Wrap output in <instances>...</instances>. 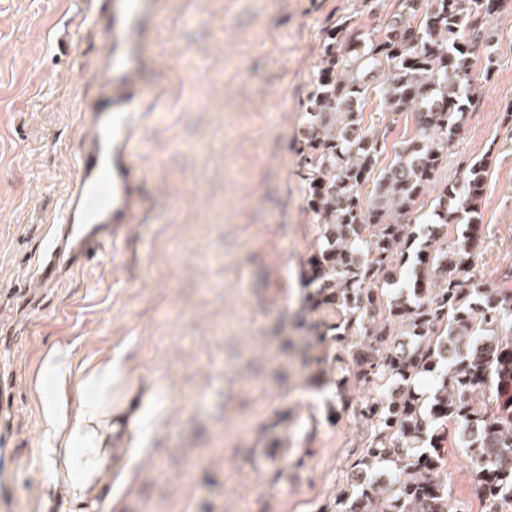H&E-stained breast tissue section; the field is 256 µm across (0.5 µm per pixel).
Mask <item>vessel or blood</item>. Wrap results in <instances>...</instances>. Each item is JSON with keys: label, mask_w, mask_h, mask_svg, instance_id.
Here are the masks:
<instances>
[{"label": "vessel or blood", "mask_w": 512, "mask_h": 512, "mask_svg": "<svg viewBox=\"0 0 512 512\" xmlns=\"http://www.w3.org/2000/svg\"><path fill=\"white\" fill-rule=\"evenodd\" d=\"M81 2L82 28L102 33L104 41L96 92L80 106L73 176L37 256V279L52 286L106 256L125 225L141 222L146 206L135 127L156 101L145 92L141 69L148 24L159 14L152 0Z\"/></svg>", "instance_id": "b4317fda"}]
</instances>
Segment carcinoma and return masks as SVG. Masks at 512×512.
<instances>
[{
    "label": "carcinoma",
    "instance_id": "cac0c4a2",
    "mask_svg": "<svg viewBox=\"0 0 512 512\" xmlns=\"http://www.w3.org/2000/svg\"><path fill=\"white\" fill-rule=\"evenodd\" d=\"M373 32L336 24L306 106L302 144L317 245L302 272L311 360L336 374L326 420L350 411L368 432L349 477L321 512H463L442 443L468 459L487 512L512 509V291L477 273L486 165L441 172L479 96L473 70L487 19L507 0H393ZM370 93L412 112L416 133L380 165L385 142L364 127ZM372 186L370 195L363 189ZM432 223L410 214L429 188ZM469 224L453 241L459 213ZM431 380L428 391L420 389ZM369 395L353 404L350 384Z\"/></svg>",
    "mask_w": 512,
    "mask_h": 512
}]
</instances>
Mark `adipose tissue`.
Here are the masks:
<instances>
[{
  "mask_svg": "<svg viewBox=\"0 0 512 512\" xmlns=\"http://www.w3.org/2000/svg\"><path fill=\"white\" fill-rule=\"evenodd\" d=\"M120 364L108 351L80 358L68 343L41 354L31 387L39 413L36 453L48 465L43 498L58 512H96L111 483L135 478L119 468L128 446L115 434L133 433L142 413L112 401Z\"/></svg>",
  "mask_w": 512,
  "mask_h": 512,
  "instance_id": "obj_1",
  "label": "adipose tissue"
}]
</instances>
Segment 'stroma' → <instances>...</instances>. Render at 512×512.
Listing matches in <instances>:
<instances>
[{
	"label": "stroma",
	"instance_id": "35a3bbf8",
	"mask_svg": "<svg viewBox=\"0 0 512 512\" xmlns=\"http://www.w3.org/2000/svg\"><path fill=\"white\" fill-rule=\"evenodd\" d=\"M78 0H0V512L42 501L30 379L53 342L124 353L120 386L163 422L121 512H319L366 430L325 418L304 346L300 270L316 225L300 152L326 32L384 27L370 0H157L143 78L164 103L141 120L147 204L95 269L23 294L71 176L78 112L95 90L101 38L76 31ZM491 73L448 151L443 178L484 159L483 280L512 265V7L488 23ZM364 124L394 149L414 136L368 95Z\"/></svg>",
	"mask_w": 512,
	"mask_h": 512
}]
</instances>
